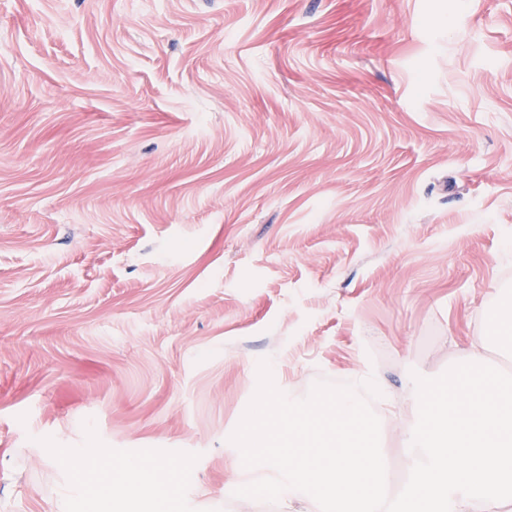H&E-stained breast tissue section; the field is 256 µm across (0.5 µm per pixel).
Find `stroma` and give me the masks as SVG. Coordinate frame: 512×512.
I'll return each mask as SVG.
<instances>
[{"label":"stroma","mask_w":512,"mask_h":512,"mask_svg":"<svg viewBox=\"0 0 512 512\" xmlns=\"http://www.w3.org/2000/svg\"><path fill=\"white\" fill-rule=\"evenodd\" d=\"M510 286L512 0H0V512L129 461L285 512L228 467L259 361L402 449Z\"/></svg>","instance_id":"stroma-1"}]
</instances>
